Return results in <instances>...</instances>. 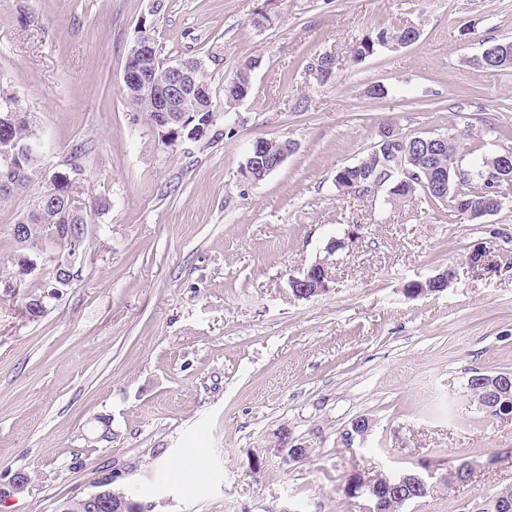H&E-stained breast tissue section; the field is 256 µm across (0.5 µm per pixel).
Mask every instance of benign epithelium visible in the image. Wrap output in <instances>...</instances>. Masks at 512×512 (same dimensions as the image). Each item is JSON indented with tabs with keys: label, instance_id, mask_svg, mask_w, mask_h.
<instances>
[{
	"label": "benign epithelium",
	"instance_id": "1",
	"mask_svg": "<svg viewBox=\"0 0 512 512\" xmlns=\"http://www.w3.org/2000/svg\"><path fill=\"white\" fill-rule=\"evenodd\" d=\"M154 25L143 18L139 22L137 36L126 58L122 73L124 90L136 89L154 95L157 118L154 128L162 133V137L169 143H177L187 138L191 141H200L205 138L212 126V122L198 120L199 108L210 100V92L206 87L198 84L193 78V72L202 66V61L181 60L176 64L168 65V76L162 83H156L149 78L148 69L152 66L149 61L150 53L154 51L152 32ZM29 120L28 114L23 112L14 98L0 93V125L9 126L19 121ZM40 155L38 143L28 141L18 146L7 139H0V189L9 191L17 187L13 180V173L21 169L28 159H37ZM80 169L73 165L67 172H57L49 179L48 189L37 197L30 208L29 214L18 222L16 229L22 233H38L42 225L36 223L45 209L57 202L58 189L64 188L69 208L66 215L79 222L77 231L79 235L73 238L74 244L81 243L87 233L88 225L81 224L80 219L86 217L87 207L81 202L78 191ZM323 270V274L311 276L310 269L292 275L289 284L295 297L299 300H308L312 297L326 293L331 289V268L327 261L315 262ZM371 431L370 420L356 418L351 422V428L346 430L347 443L355 438H365ZM305 444L291 438L288 432L280 434L278 451L282 453L285 462H299L301 448ZM345 491L355 498H363L369 502L365 512H381L379 499L374 495L375 484L363 475L352 482L345 484ZM109 490L105 488L103 479L95 481V490L83 495V501L89 504V509L104 505L111 512H123V502L108 500Z\"/></svg>",
	"mask_w": 512,
	"mask_h": 512
}]
</instances>
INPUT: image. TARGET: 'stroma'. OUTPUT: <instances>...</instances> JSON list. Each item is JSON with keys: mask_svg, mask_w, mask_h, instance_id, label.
Here are the masks:
<instances>
[{"mask_svg": "<svg viewBox=\"0 0 512 512\" xmlns=\"http://www.w3.org/2000/svg\"><path fill=\"white\" fill-rule=\"evenodd\" d=\"M262 5L164 0L154 15L152 0H0V88L42 151L41 174L0 198V272L15 253L5 227L45 173L77 158L82 198L106 203L88 213L77 281L43 317L0 295V512H55L111 471L152 512H364L343 490L355 471L437 475L402 512H473L512 487V418L485 416L466 388L473 369L512 371V196L475 219L335 182L389 125L458 134L470 161L512 149V68L472 63L512 41V0H279L257 28ZM148 14L161 60H203L211 139L163 144L124 93ZM409 23L417 43L352 61L356 40ZM323 53L336 58L324 83ZM249 58L252 91L225 107ZM260 138L295 150L254 182L244 166ZM333 239L346 246L331 290L294 299L289 276ZM482 242L488 261L470 267ZM446 269L445 291L406 294ZM359 416L372 429L344 446ZM283 430L310 447L303 462L277 453ZM462 457L472 478L448 490L440 477Z\"/></svg>", "mask_w": 512, "mask_h": 512, "instance_id": "1", "label": "stroma"}]
</instances>
